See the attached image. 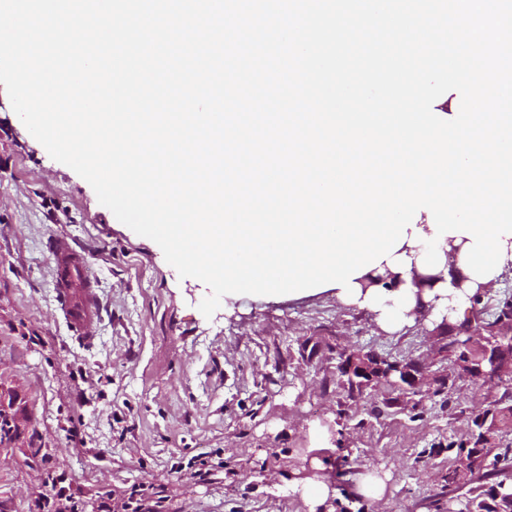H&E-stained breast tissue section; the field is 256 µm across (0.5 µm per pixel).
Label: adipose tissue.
<instances>
[{"label":"adipose tissue","mask_w":512,"mask_h":512,"mask_svg":"<svg viewBox=\"0 0 512 512\" xmlns=\"http://www.w3.org/2000/svg\"><path fill=\"white\" fill-rule=\"evenodd\" d=\"M422 253V247L406 244L384 260L380 267L370 270V277L389 272L396 275L398 281L397 287L392 289L370 287L358 299V307L373 313L374 320L381 329L391 331L410 325V312L420 301L435 303L437 311H446L445 306L449 303L445 302L444 297L448 294L454 297L453 302H450L454 309L448 311L450 319H457L460 312L465 310L466 296L475 289L476 280H468L459 291L455 290L451 281L447 279L437 282L434 287L417 290L414 284V269L417 258Z\"/></svg>","instance_id":"obj_1"}]
</instances>
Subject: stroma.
Wrapping results in <instances>:
<instances>
[{
    "label": "stroma",
    "mask_w": 512,
    "mask_h": 512,
    "mask_svg": "<svg viewBox=\"0 0 512 512\" xmlns=\"http://www.w3.org/2000/svg\"><path fill=\"white\" fill-rule=\"evenodd\" d=\"M68 236L98 285L94 343L74 338L53 297L49 240ZM179 277L161 248L52 159L0 85V512H44L57 490L82 512H308L297 479L330 487L318 512H462L448 470L474 416L512 407V388L451 374L422 328L377 330L367 310L326 294L221 304ZM348 346L426 359L445 389L387 402L347 396ZM385 481L367 498L365 477Z\"/></svg>",
    "instance_id": "obj_1"
}]
</instances>
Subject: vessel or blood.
Wrapping results in <instances>:
<instances>
[{"label": "vessel or blood", "instance_id": "vessel-or-blood-1", "mask_svg": "<svg viewBox=\"0 0 512 512\" xmlns=\"http://www.w3.org/2000/svg\"><path fill=\"white\" fill-rule=\"evenodd\" d=\"M51 251L58 309L72 331L86 340H93L98 323L97 293L88 260L64 235L52 240Z\"/></svg>", "mask_w": 512, "mask_h": 512}]
</instances>
